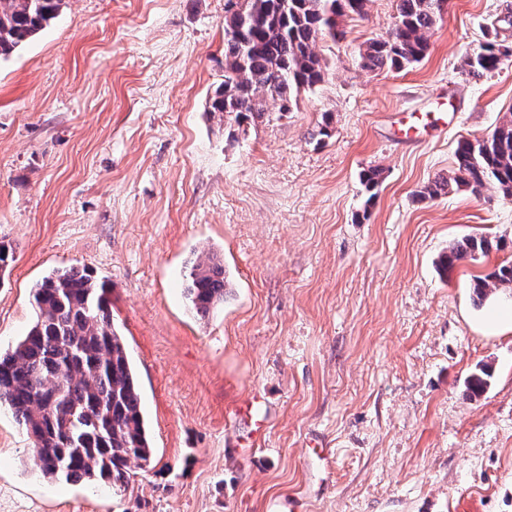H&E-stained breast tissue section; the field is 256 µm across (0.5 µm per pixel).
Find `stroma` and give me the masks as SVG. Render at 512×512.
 Masks as SVG:
<instances>
[{
  "label": "stroma",
  "mask_w": 512,
  "mask_h": 512,
  "mask_svg": "<svg viewBox=\"0 0 512 512\" xmlns=\"http://www.w3.org/2000/svg\"><path fill=\"white\" fill-rule=\"evenodd\" d=\"M510 13L512 0H448L424 60L371 72L356 55L397 0H370L343 40L319 42L329 76L297 110L232 138L208 114L224 0H65L1 61L0 242L15 260L0 348L32 325L37 281L93 269L155 456L124 492L49 479L0 406V512H512V324L496 320L512 295L472 288L512 262V197H414L453 169L460 139L512 113V62L478 82L458 71ZM435 109L447 130L392 140L391 113ZM475 235L487 256L440 268ZM208 253L230 286L201 318L185 285Z\"/></svg>",
  "instance_id": "35a3bbf8"
}]
</instances>
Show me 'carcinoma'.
I'll return each instance as SVG.
<instances>
[{
  "label": "carcinoma",
  "instance_id": "carcinoma-1",
  "mask_svg": "<svg viewBox=\"0 0 512 512\" xmlns=\"http://www.w3.org/2000/svg\"><path fill=\"white\" fill-rule=\"evenodd\" d=\"M369 0H224V81L208 112L226 126L264 118L268 106L297 108L300 96L325 81L318 42L344 38L341 22L366 15ZM447 0H397L386 34L359 50L369 71L401 72L429 53V33ZM64 0H0V60L41 33ZM512 19L486 26L480 47L466 54L460 73L479 80L507 62L501 31ZM489 184L512 197V114L487 137L463 138L455 167L418 194L436 199L454 189L479 195ZM489 241L470 236L448 249L443 264L485 256ZM224 265L207 256L193 261L186 287L196 314L224 303ZM512 288V262L499 264L474 282L479 299ZM36 318L26 335L0 350V404L33 438L34 464L43 476L129 488L137 470L151 465L154 447L141 409L140 384L123 337L112 318L111 288L87 267L52 271L33 288ZM482 366L468 380L478 396L488 385Z\"/></svg>",
  "mask_w": 512,
  "mask_h": 512
}]
</instances>
